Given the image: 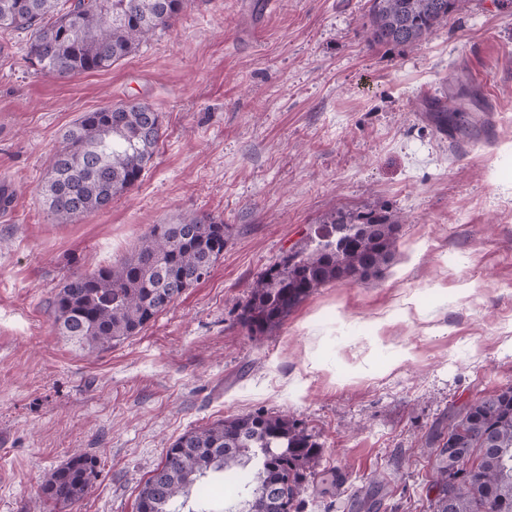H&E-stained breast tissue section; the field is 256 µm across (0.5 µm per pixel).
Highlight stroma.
Wrapping results in <instances>:
<instances>
[{"mask_svg": "<svg viewBox=\"0 0 512 512\" xmlns=\"http://www.w3.org/2000/svg\"><path fill=\"white\" fill-rule=\"evenodd\" d=\"M188 0L112 68L56 79L0 30V512H135L185 431L285 414L319 448L298 512H433L451 408L512 385V0H468L413 46L372 44L368 0ZM476 93L448 140L423 105ZM130 98L163 135L132 190L73 224L39 194L77 118ZM399 222L378 276L319 289L273 336L239 323L250 285L312 249L337 211ZM212 214L210 276L136 336L87 353L60 336L64 280L115 266L153 225ZM76 452L100 460L78 501L42 491Z\"/></svg>", "mask_w": 512, "mask_h": 512, "instance_id": "stroma-1", "label": "stroma"}]
</instances>
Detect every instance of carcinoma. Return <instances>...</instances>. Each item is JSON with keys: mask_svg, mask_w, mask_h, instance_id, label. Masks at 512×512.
Segmentation results:
<instances>
[{"mask_svg": "<svg viewBox=\"0 0 512 512\" xmlns=\"http://www.w3.org/2000/svg\"><path fill=\"white\" fill-rule=\"evenodd\" d=\"M467 0H370L371 42L418 44ZM186 0H0V30L29 35L27 59L60 79L107 70L141 42L165 28ZM439 130L458 124L460 107L428 104ZM162 136L160 113L139 99L84 112L61 137L40 194L55 224L106 208L135 187ZM399 224L377 215L341 211L315 232L306 253L292 250L251 285L240 322L255 338L281 328L317 289L377 275L392 260ZM224 222L188 215L156 224L116 267L74 274L51 303L59 334L89 352L103 351L139 333L188 288L205 279L224 254ZM444 441L431 487L458 479L462 490L434 501V512H512V386L460 405L448 430L431 432L429 444ZM318 450L294 421L283 415L250 413L218 420L180 435L144 483L137 512H216L189 504L192 488L210 472L235 484L239 507L226 512H287L272 496L274 484L301 489L312 475ZM474 469H461L463 461ZM99 459L76 452L45 483L57 504L84 496L96 478Z\"/></svg>", "mask_w": 512, "mask_h": 512, "instance_id": "obj_1", "label": "carcinoma"}]
</instances>
